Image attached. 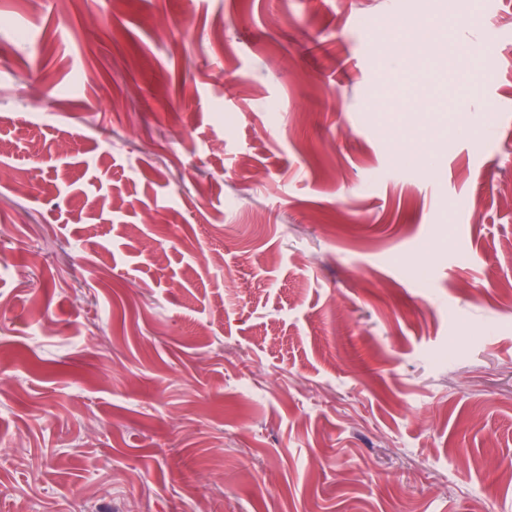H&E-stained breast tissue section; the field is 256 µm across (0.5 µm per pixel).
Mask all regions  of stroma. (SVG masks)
<instances>
[{"label":"stroma","mask_w":512,"mask_h":512,"mask_svg":"<svg viewBox=\"0 0 512 512\" xmlns=\"http://www.w3.org/2000/svg\"><path fill=\"white\" fill-rule=\"evenodd\" d=\"M483 8L0 0V512H512Z\"/></svg>","instance_id":"obj_1"}]
</instances>
